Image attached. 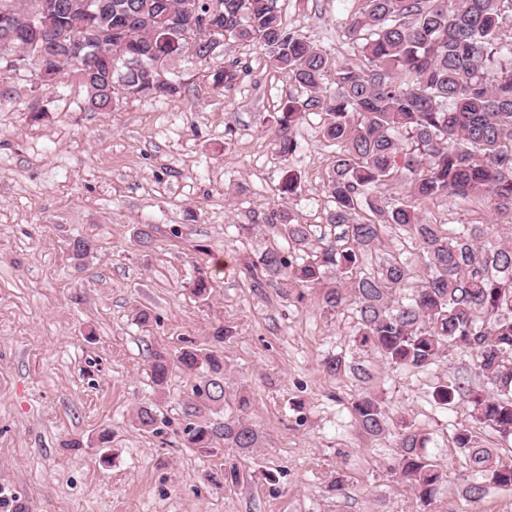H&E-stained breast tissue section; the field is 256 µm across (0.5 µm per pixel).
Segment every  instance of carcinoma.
I'll use <instances>...</instances> for the list:
<instances>
[{"mask_svg": "<svg viewBox=\"0 0 512 512\" xmlns=\"http://www.w3.org/2000/svg\"><path fill=\"white\" fill-rule=\"evenodd\" d=\"M345 23L357 61L340 63L304 35L288 29L281 0H107L91 13L86 0H56V11L37 21L51 35L75 26H112L122 32L136 25L121 54L107 48L85 54L55 40L45 55L44 79L76 76L87 89L93 111L112 110L118 94L154 99L176 94L180 84L152 62H170L187 50L205 59L219 44L200 33H184L172 15L197 12L224 30V42L265 50L272 65L288 72L300 94L286 95L272 117L279 153L293 155L296 121L309 112L324 115L323 136L335 147L324 188L333 203L329 223L338 236L305 259L310 225L295 222L284 208L266 217L272 232L288 240V250L267 248L252 267L287 288L324 289V308L335 312L350 301L358 307L354 341L381 353L391 363L423 371L450 350L469 355L486 389H464L454 382L439 386L435 400L452 406L463 400L478 423L512 435V244L489 237L481 224L452 228L423 219L426 203L454 195L487 198L495 213L512 227V36L503 39V19L512 0H353ZM13 15L0 25V47L21 43L13 33L30 28V0H0V14ZM496 76L489 77L490 71ZM246 67L224 61L213 74L216 87L231 88ZM399 186L397 198L380 187ZM300 178L288 172L278 188L288 198ZM402 227L423 265L421 286L397 297L412 272L394 255L367 271L363 259L381 242L385 226ZM232 336L215 329L216 346L195 343L175 353L157 349L150 375L162 389L171 375L202 372L192 387L185 413L184 441L201 449L224 447L243 452L259 447L252 425L236 418L215 422L205 413L225 401L227 367L217 345ZM362 431L379 438L395 427L388 408L373 392L351 402ZM391 468L399 482L430 512L447 474L427 454L428 438L407 426ZM452 440L463 467L478 480L466 496L482 500L488 486L512 489V459L482 446L476 431L461 425Z\"/></svg>", "mask_w": 512, "mask_h": 512, "instance_id": "1", "label": "carcinoma"}]
</instances>
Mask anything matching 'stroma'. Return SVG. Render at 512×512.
I'll use <instances>...</instances> for the list:
<instances>
[{"instance_id": "1", "label": "stroma", "mask_w": 512, "mask_h": 512, "mask_svg": "<svg viewBox=\"0 0 512 512\" xmlns=\"http://www.w3.org/2000/svg\"><path fill=\"white\" fill-rule=\"evenodd\" d=\"M350 11V0H284L286 25L341 62L355 59L343 26ZM228 58L247 70L222 90L212 75ZM11 59L0 53V512H420L391 471L397 434L371 438L351 412L365 389L397 424L428 437L430 458L448 474L433 512H512L510 490L465 498L470 476L452 433L475 426L506 459L512 439L474 425L464 404L433 399L451 380L482 386L469 357L452 351L425 371L391 364L355 345L354 307L327 312L321 289L299 299L250 269L259 251L287 245L265 228L273 209L310 225L311 247L335 234L323 119L306 114L293 129L297 152L279 154L267 120L291 83L265 51L231 43L203 60L185 54L168 67L180 93L124 95L109 112L87 108L74 76L38 88L36 64L12 71ZM289 170L301 189L284 201L276 188ZM423 215L497 225L480 198L436 199ZM76 238L93 244L81 260L69 247ZM203 273L211 288L199 298ZM219 326L233 332L222 348L219 415L241 416L261 436L244 454L186 447L185 400L197 376L174 373L162 390L149 377L156 348L207 345ZM331 356L349 370L327 374ZM241 393L250 404L240 413ZM142 407L155 412L157 432L138 426ZM228 462L240 481L217 486ZM336 473L347 480L340 497L327 491Z\"/></svg>"}]
</instances>
